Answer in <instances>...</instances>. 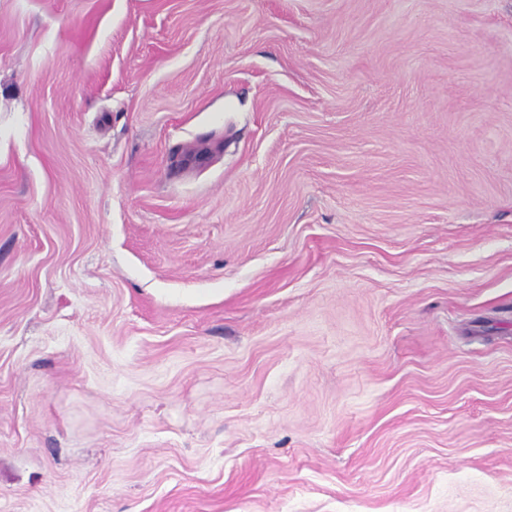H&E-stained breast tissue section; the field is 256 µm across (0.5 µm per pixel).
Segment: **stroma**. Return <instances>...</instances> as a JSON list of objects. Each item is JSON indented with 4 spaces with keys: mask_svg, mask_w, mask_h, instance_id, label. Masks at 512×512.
Returning a JSON list of instances; mask_svg holds the SVG:
<instances>
[{
    "mask_svg": "<svg viewBox=\"0 0 512 512\" xmlns=\"http://www.w3.org/2000/svg\"><path fill=\"white\" fill-rule=\"evenodd\" d=\"M0 512H512V0H0Z\"/></svg>",
    "mask_w": 512,
    "mask_h": 512,
    "instance_id": "1",
    "label": "stroma"
}]
</instances>
